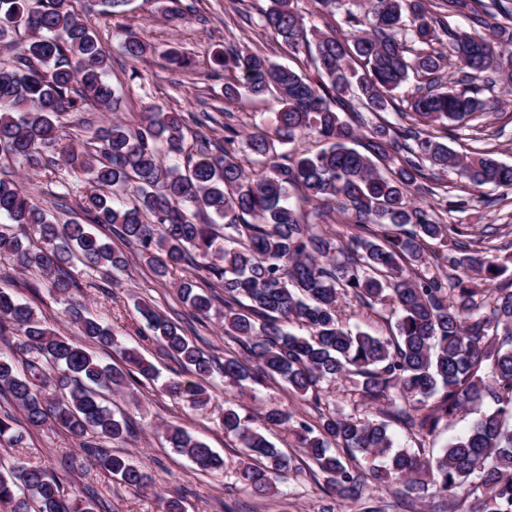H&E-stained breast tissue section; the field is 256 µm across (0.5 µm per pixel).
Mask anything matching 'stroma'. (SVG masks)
Listing matches in <instances>:
<instances>
[{
  "mask_svg": "<svg viewBox=\"0 0 512 512\" xmlns=\"http://www.w3.org/2000/svg\"><path fill=\"white\" fill-rule=\"evenodd\" d=\"M267 5L268 0H182L181 13L173 14L167 10L166 0H129L123 12L113 16L88 13L89 23L111 55L109 77L120 95L118 117L127 118L150 105L160 104L185 114L226 110L238 116L245 130L262 123L273 111L274 100L226 102L224 81L212 75L210 60L215 51L232 40L274 62L296 66L294 55L260 25L261 12ZM129 30L137 32L151 47L144 59L135 63L125 57L120 47L122 36ZM172 50L187 55L193 62L192 68L168 67L166 56ZM480 96L489 106L486 114L471 130L449 137L447 143L463 154L474 149L490 150L503 162L512 164V103L502 104L501 88L491 84L483 85ZM10 175L59 222L69 219L70 214L56 208V196L67 193L76 198L86 190L81 176L64 164L35 172L16 166L11 168ZM428 184L434 192L415 194L418 205L431 204L438 197L449 203L468 199L467 207L446 214L447 223L468 225L474 233L493 224L497 227L494 245L512 242V188L496 190L497 201L488 207L472 200L471 190L456 172L437 174ZM101 236L125 254L129 265L117 287L109 286L101 273L76 266L75 273L83 284L79 302L85 315L111 327L125 346L137 348L165 378L187 381L193 374L152 340L136 309L137 303H148L178 322L192 323V338L213 355L223 356L224 333L218 319L191 320L172 278L156 276L137 250L123 243L115 232L105 229ZM0 289L13 292L29 304L58 334L75 336L66 300L42 284L38 272L21 271L12 259L0 256ZM210 395V404L203 410L173 400L156 383L134 382L123 394L113 397V407L122 411L134 428L133 436L121 448L152 477L151 486L144 490L128 489L89 465L68 470L65 460L79 453L80 448L71 437L54 428L34 430L27 428L25 422H17L22 438L15 445L0 446V457L23 458L42 466L56 474L66 491L83 496L88 490H95L101 503L100 512H160L161 498L171 496L182 498L187 512H237L240 503L246 500L251 501L253 512H322L326 507L333 512H351L350 505L323 493L306 466L296 480L284 487L281 495L265 500L250 499L233 471L198 472L186 456L166 444L160 435L163 427L182 426L223 457L231 458L236 454V442L217 423L224 406L238 405L259 411L277 405L308 420L314 415L310 402L289 393L280 381L240 390L225 387L218 380L211 386ZM472 421V415L459 414L440 423L423 443L408 436L400 426H392L391 431L400 446L414 451L422 447L438 449L445 447L449 439L466 433Z\"/></svg>",
  "mask_w": 512,
  "mask_h": 512,
  "instance_id": "stroma-1",
  "label": "stroma"
}]
</instances>
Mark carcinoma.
Instances as JSON below:
<instances>
[{"mask_svg":"<svg viewBox=\"0 0 512 512\" xmlns=\"http://www.w3.org/2000/svg\"><path fill=\"white\" fill-rule=\"evenodd\" d=\"M75 0H0V42L16 43L17 60L0 64V162L30 169L62 158L88 186L76 201L81 220L55 224L20 186L0 179V255L36 270L64 297L81 289L71 271L79 262L109 277L127 258L91 225L119 226L159 277L174 271L182 303L198 318L224 321L235 348L216 360L182 326L151 306L138 312L164 352L203 380L218 373L227 387L266 379L288 385L312 402L316 421H295L298 451L317 469L323 488L369 506L368 487L395 485L409 507L433 500V512H452L457 493L470 512H512V280L497 284L512 263L474 248L463 224H445L432 207L415 205L425 169L457 171L478 189L512 188V165L491 151L459 155L441 141L452 126L472 127L487 110L476 81L489 73L512 92V5L509 0H366L358 14L344 0H314L324 10L344 9L337 30L306 26L293 0H268L261 26L316 72L271 61L230 42L211 59L224 75V99L271 95V119L243 135L224 113L217 143L195 131L180 112L153 105L132 124L91 130L86 157L63 145L62 121L109 109L117 90L108 79L109 50L74 7ZM468 15L470 30L453 23ZM140 60L149 45L130 32L122 45ZM455 61L458 81L440 85ZM412 77L422 91L399 107L395 92ZM398 111L399 127L382 119ZM313 139L312 152L297 146ZM361 143L362 150L353 148ZM284 145L293 147L286 153ZM254 168L248 170L245 163ZM338 214L351 226L348 241L319 228ZM446 247L440 267L427 275L429 242ZM206 273L209 288L196 273ZM493 286H469L466 272ZM395 316L386 336L352 330L340 304ZM70 318L80 339L50 329L28 304L0 290V397L18 407L35 428L56 427L80 440L90 465L128 489L152 484L149 473L110 443L131 433L104 394L122 391L136 373L158 378L139 351L121 347L111 328L76 307ZM120 350L126 368L107 366L87 343ZM23 368H17L16 357ZM356 377L363 398L383 407L371 417L336 408L328 388ZM162 389L204 407L200 382L170 379ZM485 410L469 431L436 454L395 449L388 423L426 437L443 421L474 407ZM288 424L291 415L270 406L256 417L222 409L224 433L238 442L228 461L181 426L163 430L166 442L191 458L200 472L232 469L256 497L280 493L299 473L296 457L261 433ZM15 418L0 413V444L21 439ZM368 466L353 464L357 457ZM5 512H95L92 498L64 494L44 468L0 462V509Z\"/></svg>","mask_w":512,"mask_h":512,"instance_id":"cac0c4a2","label":"carcinoma"}]
</instances>
